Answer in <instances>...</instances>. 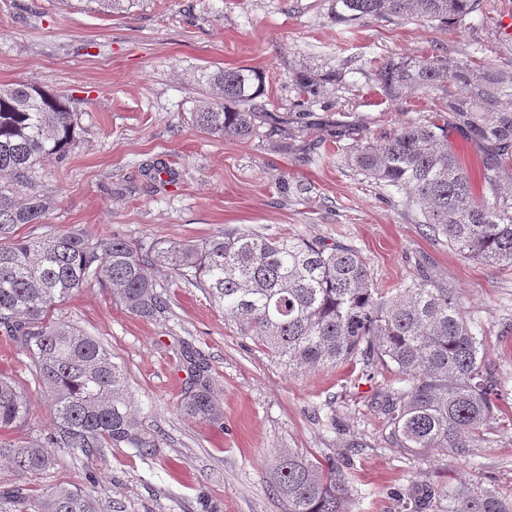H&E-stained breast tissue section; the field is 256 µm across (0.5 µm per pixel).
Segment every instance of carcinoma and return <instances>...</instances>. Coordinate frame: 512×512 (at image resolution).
Instances as JSON below:
<instances>
[{"label":"carcinoma","instance_id":"cac0c4a2","mask_svg":"<svg viewBox=\"0 0 512 512\" xmlns=\"http://www.w3.org/2000/svg\"><path fill=\"white\" fill-rule=\"evenodd\" d=\"M483 0H332L338 24L364 18H419L461 27ZM394 100L430 96V114L379 138L345 147L346 162L402 204L419 210L433 236L464 258L512 267V72L491 63L439 56H389L375 74ZM336 81V73L305 69L299 94ZM193 82L205 98L190 112L201 131L233 140L258 135L256 99L262 76L251 68L201 67ZM74 99L30 84L0 87V327L33 356L38 381L50 392L54 429L32 440L10 436L29 416L27 397L0 378V462L22 481L0 491V512H100L90 493L55 485L35 494L23 478L55 465L51 448L84 457L106 448H134L154 460L160 439L145 430L127 396L126 376L95 338L49 318L53 306L91 281L112 302L142 320L167 307L156 274L193 284L242 324L290 370L359 363L392 379L380 391L388 438L398 452H437L459 459L487 440L505 383L485 361L483 337L450 284L422 275L380 288L353 247L245 229L196 241L134 243L94 239L80 229L40 239L15 234L41 224L48 203L38 170L62 159L75 138ZM456 131L481 146L475 184L449 140ZM189 375L180 404L185 420H218L209 366L185 346ZM348 456L311 458L282 450L270 467L271 487L286 512H346L353 496ZM412 512H512V498L478 483L421 489Z\"/></svg>","mask_w":512,"mask_h":512}]
</instances>
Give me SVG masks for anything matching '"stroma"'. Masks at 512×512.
Wrapping results in <instances>:
<instances>
[{
	"instance_id": "stroma-1",
	"label": "stroma",
	"mask_w": 512,
	"mask_h": 512,
	"mask_svg": "<svg viewBox=\"0 0 512 512\" xmlns=\"http://www.w3.org/2000/svg\"><path fill=\"white\" fill-rule=\"evenodd\" d=\"M438 54L512 70V0H485L462 28L413 19L336 25L331 0H135L97 11L87 0H0V85L27 83L81 99L76 142L38 182L50 208L18 227L41 238L80 228L99 240L200 241L227 229L341 243L365 258L379 287L420 275L455 286L505 380L489 441L470 461L393 449L378 402L382 375L361 366L288 371L205 293L158 273L169 307L153 321L112 303L99 284L73 293L53 320L98 339L123 369L143 426L162 439L146 461L131 448L73 457L33 478L43 490L72 483L102 512H283L268 480L281 449L322 458L359 443L350 512H404L420 484L466 478L512 492V268H489L429 234L417 210L336 160L341 135L374 137L427 111L426 98L387 99L374 80L382 58ZM315 65L341 74L304 106L296 75ZM203 66L263 75V137L227 140L190 120ZM209 366L221 412L197 425L178 411L187 374L181 343ZM0 375L23 391L28 423L50 432V397L32 356L0 332Z\"/></svg>"
}]
</instances>
